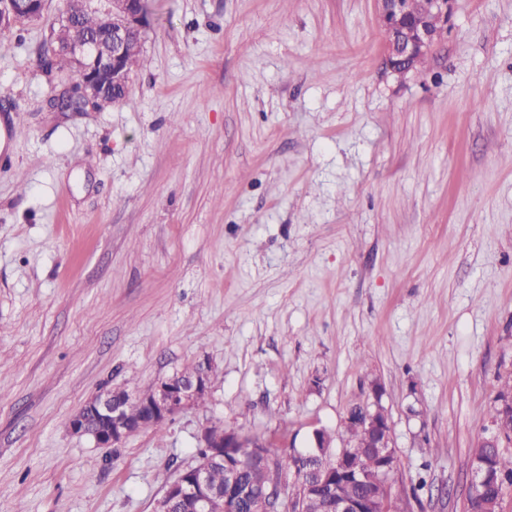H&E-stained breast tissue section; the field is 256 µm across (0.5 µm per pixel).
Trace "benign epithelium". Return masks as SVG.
<instances>
[{
    "instance_id": "obj_1",
    "label": "benign epithelium",
    "mask_w": 512,
    "mask_h": 512,
    "mask_svg": "<svg viewBox=\"0 0 512 512\" xmlns=\"http://www.w3.org/2000/svg\"><path fill=\"white\" fill-rule=\"evenodd\" d=\"M149 0H111L105 12L102 26L108 30L107 42L97 44L90 40L77 22L82 0H72L74 11L51 30L43 53L52 57L65 49L73 61L78 75L76 93H65L52 98V106L58 109L72 108L82 111L88 106L104 107L118 102L111 95L117 88H127L128 71L125 55L129 42L141 36L149 13ZM381 27L387 41V67L399 74L409 72L407 62L422 54L433 52L436 47L434 33L422 18L406 19L405 0H376ZM441 21L451 23L456 11L457 0H432ZM46 0H0V31L11 29L19 18H38L43 15ZM210 366L204 364L202 378L177 380L165 378L156 383L151 398L143 401L153 416L167 419L196 403L201 392L208 391ZM122 391L104 389L88 400L83 408H92L111 422L110 430L95 436L96 443L104 448H117L132 434L130 423L124 413L120 399ZM386 414L379 402H374L373 412L364 413L359 421L344 422L346 431L364 429L372 434L370 453L384 469L385 481L381 485L371 483L364 465L354 458L348 448H342L336 455L327 454V449L318 448L322 466L316 471L300 473L299 489L305 495H312L317 487H329L326 498L327 512H390L392 492L390 478L397 470L398 459L391 446V426L386 424ZM199 447L207 450L196 465L188 470V477L173 482L160 501L158 512H169V498H188L194 503V512H214L217 501L224 503V512H237L239 500L247 497L251 512H301L295 498L288 495V478L283 476L277 483L265 487L243 485L238 480L239 449L247 448L251 456L264 461H273L270 448H259L248 443L245 436L234 430L205 427L199 436ZM224 466V494L220 497L210 491L209 471L216 465ZM492 480L490 464L481 459L472 461V478L469 501L473 508L469 512H491L494 502L488 501L484 492ZM348 483L363 486V492L349 496L344 488Z\"/></svg>"
}]
</instances>
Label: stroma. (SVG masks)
<instances>
[{
	"label": "stroma",
	"instance_id": "stroma-1",
	"mask_svg": "<svg viewBox=\"0 0 512 512\" xmlns=\"http://www.w3.org/2000/svg\"><path fill=\"white\" fill-rule=\"evenodd\" d=\"M59 6L0 31V512H154L202 426L336 452L376 400L403 512H467L512 373V0L404 76L375 0H151L128 101L83 112ZM204 359L162 432L70 431ZM205 369L202 378L195 380H176L174 377L165 378L156 383L153 388L152 396L150 399L151 389L143 391L142 396L130 397L132 394L120 390L104 389L100 391L93 398L88 400L83 407L71 418L69 427L75 434H86L85 422L82 417V412L86 408H92L100 415L106 417L111 422L110 430L101 435L95 436V441L100 447L115 448L117 452L119 445L124 439L137 431L129 429L130 423L124 413V405L119 398L122 394H127L130 399H135L138 402L146 405L150 413L156 417L167 419L181 410L192 406L196 403L201 391L207 393L210 383V366L208 363H203ZM205 395H201L197 403L204 402Z\"/></svg>",
	"mask_w": 512,
	"mask_h": 512
}]
</instances>
